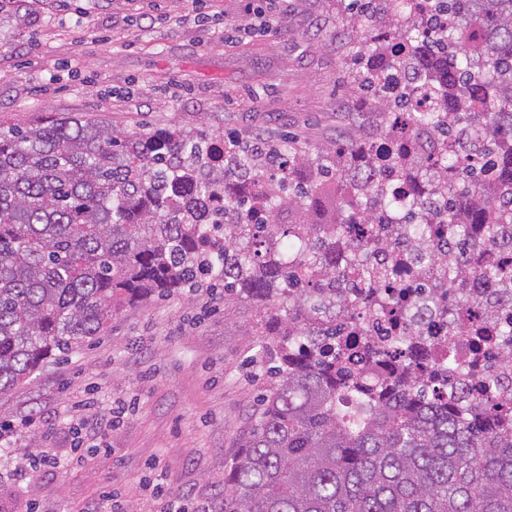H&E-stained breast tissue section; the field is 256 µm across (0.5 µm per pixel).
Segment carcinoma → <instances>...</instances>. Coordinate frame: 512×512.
<instances>
[{
	"instance_id": "1",
	"label": "carcinoma",
	"mask_w": 512,
	"mask_h": 512,
	"mask_svg": "<svg viewBox=\"0 0 512 512\" xmlns=\"http://www.w3.org/2000/svg\"><path fill=\"white\" fill-rule=\"evenodd\" d=\"M439 2L462 24L420 62L446 97H481L483 119L464 133L497 159L451 180L442 157L415 164L457 202L458 223L485 225L483 248L512 224V122L500 119L512 115V0ZM360 155L339 142L271 157L243 146L218 163L210 143L176 130L117 133L86 117L0 129V391L122 310L212 280L257 306L256 335L276 349L211 512H512V431L435 404L405 368L366 385L336 339L349 299L336 278L294 268L358 265L338 248L336 187ZM267 165L290 168L291 183L253 219L238 191ZM279 211L298 218L279 224Z\"/></svg>"
}]
</instances>
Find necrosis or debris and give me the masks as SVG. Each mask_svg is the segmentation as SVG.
<instances>
[{
	"instance_id": "4bbe7bcc",
	"label": "necrosis or debris",
	"mask_w": 512,
	"mask_h": 512,
	"mask_svg": "<svg viewBox=\"0 0 512 512\" xmlns=\"http://www.w3.org/2000/svg\"><path fill=\"white\" fill-rule=\"evenodd\" d=\"M369 28L375 41L367 52L370 68L397 74L401 113L383 133L361 141L374 159L368 182L389 198L385 221L347 224L342 235L367 245L368 265L412 295L401 308L378 312L371 280L360 269L337 268V287H348L356 297L342 320L357 324L362 346L389 355L412 351L414 366L431 387L451 390L470 404L491 400L500 413L511 415L512 286H504L500 274L512 269V224L497 225V243L490 249L471 247L469 224L435 235L439 207L433 193L410 170L386 167L383 156L404 141L418 154L437 151L457 163L480 158L483 146L440 136L438 126L448 120L446 99L429 97V77L418 62H404V49L382 24ZM420 112L433 113V123L419 125Z\"/></svg>"
}]
</instances>
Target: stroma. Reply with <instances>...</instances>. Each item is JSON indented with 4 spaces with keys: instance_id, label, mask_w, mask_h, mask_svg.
<instances>
[{
    "instance_id": "stroma-1",
    "label": "stroma",
    "mask_w": 512,
    "mask_h": 512,
    "mask_svg": "<svg viewBox=\"0 0 512 512\" xmlns=\"http://www.w3.org/2000/svg\"><path fill=\"white\" fill-rule=\"evenodd\" d=\"M264 5L207 0L205 24L190 0H0V127L87 116L276 146L356 140L353 0H275L273 30L225 44V25ZM255 312L204 286L153 299L0 392L1 423L32 414L52 433L22 430L0 451V512H87L104 492L115 512H162L157 483L192 506L218 497L267 381L273 340L255 336ZM77 400L97 423L72 419ZM35 448L63 467L35 463Z\"/></svg>"
}]
</instances>
